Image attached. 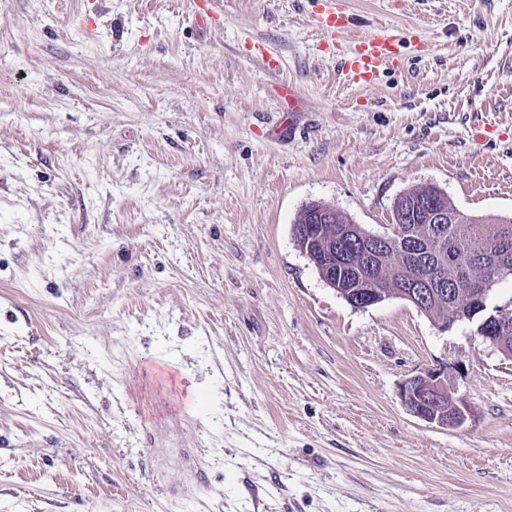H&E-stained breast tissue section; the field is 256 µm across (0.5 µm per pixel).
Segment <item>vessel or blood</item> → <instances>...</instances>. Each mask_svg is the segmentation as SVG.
Listing matches in <instances>:
<instances>
[{"instance_id": "vessel-or-blood-1", "label": "vessel or blood", "mask_w": 512, "mask_h": 512, "mask_svg": "<svg viewBox=\"0 0 512 512\" xmlns=\"http://www.w3.org/2000/svg\"><path fill=\"white\" fill-rule=\"evenodd\" d=\"M313 25L339 55L345 83L363 85L379 80L384 71L397 66L401 35L364 34L354 28L343 0H323Z\"/></svg>"}]
</instances>
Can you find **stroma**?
Wrapping results in <instances>:
<instances>
[{
    "mask_svg": "<svg viewBox=\"0 0 512 512\" xmlns=\"http://www.w3.org/2000/svg\"><path fill=\"white\" fill-rule=\"evenodd\" d=\"M345 3L429 47L351 86L319 0H0V512H512V361L292 236L426 183L512 214V0ZM440 367L462 427L399 398Z\"/></svg>",
    "mask_w": 512,
    "mask_h": 512,
    "instance_id": "35a3bbf8",
    "label": "stroma"
}]
</instances>
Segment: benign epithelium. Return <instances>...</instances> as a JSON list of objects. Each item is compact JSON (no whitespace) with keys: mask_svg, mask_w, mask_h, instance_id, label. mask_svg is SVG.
I'll list each match as a JSON object with an SVG mask.
<instances>
[{"mask_svg":"<svg viewBox=\"0 0 512 512\" xmlns=\"http://www.w3.org/2000/svg\"><path fill=\"white\" fill-rule=\"evenodd\" d=\"M402 212L406 213V219L393 221L392 230L382 234L366 232L355 224L336 225V254L333 262H327L321 254L307 249L303 250V254L314 265L322 264L327 268L328 274L321 276V279L351 306L357 309L367 308L396 296L411 303L423 314L427 313L431 301L437 295L445 293L443 270L446 267H463L470 260L481 258L491 264L493 278L487 283L461 285L469 308L460 314V319L477 323V333L485 342L504 358L512 361V343L499 335L502 327L512 321V308L496 306L490 311L487 306L492 285L497 279L512 273V260L508 258V241H498L480 254L450 250L438 240L424 248L415 233L416 208L406 202L404 197L399 196L393 203L392 213ZM422 219L427 224H450L454 221L448 213L433 204L424 209ZM353 241L365 244L366 251L374 256L384 244L391 242L397 245V250L407 259L417 258L430 251L438 252V257L437 261L427 263V268L421 271L404 269L405 285L400 293L387 292L384 290V283L374 277L364 288L346 290L341 287V271L346 268L347 263V254L343 247ZM399 396L410 413L431 426L457 428L463 426L469 419V408L461 399L453 396L448 388V372L441 367L408 377L399 388Z\"/></svg>","mask_w":512,"mask_h":512,"instance_id":"1","label":"benign epithelium"}]
</instances>
